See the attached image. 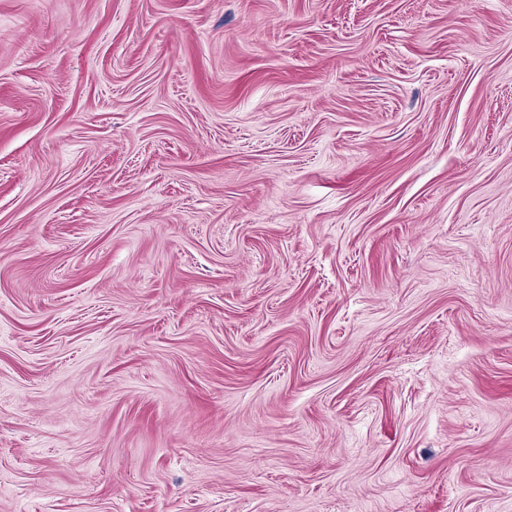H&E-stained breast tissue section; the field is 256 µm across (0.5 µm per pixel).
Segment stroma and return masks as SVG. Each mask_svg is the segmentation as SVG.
<instances>
[{
  "mask_svg": "<svg viewBox=\"0 0 512 512\" xmlns=\"http://www.w3.org/2000/svg\"><path fill=\"white\" fill-rule=\"evenodd\" d=\"M0 512H512V0H0Z\"/></svg>",
  "mask_w": 512,
  "mask_h": 512,
  "instance_id": "35a3bbf8",
  "label": "stroma"
}]
</instances>
